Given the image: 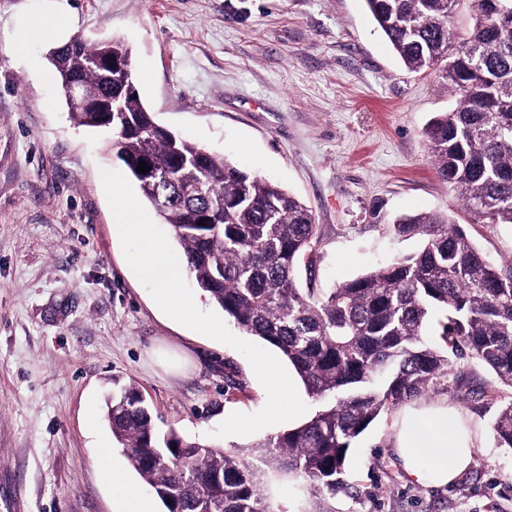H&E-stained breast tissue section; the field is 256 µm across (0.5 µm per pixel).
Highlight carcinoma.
<instances>
[{
  "label": "carcinoma",
  "mask_w": 512,
  "mask_h": 512,
  "mask_svg": "<svg viewBox=\"0 0 512 512\" xmlns=\"http://www.w3.org/2000/svg\"><path fill=\"white\" fill-rule=\"evenodd\" d=\"M365 2L403 64L439 72L457 96L424 131L437 177L476 222L512 225V10H502L503 0ZM462 3L473 25L461 34L454 18ZM107 55L132 66L117 39L75 37L49 50L61 88L79 84V95L64 94L73 119L104 128L100 113L81 106L85 98L122 106L109 151L170 225L197 288L244 333L277 348L319 405L300 426L226 450L160 433L134 385L113 387L105 400L113 442L165 512H268L263 487L272 477L315 492L344 489L353 441L430 391L451 354L476 360L512 389L511 263L488 260L448 216L417 213L393 224L398 235L419 238L416 251L323 292L299 288L297 268L314 262L312 211L159 125L141 98L122 92L117 72L98 65ZM142 160L160 175L137 172ZM436 314L444 349L427 341ZM493 431L498 447L512 449V401Z\"/></svg>",
  "instance_id": "1"
}]
</instances>
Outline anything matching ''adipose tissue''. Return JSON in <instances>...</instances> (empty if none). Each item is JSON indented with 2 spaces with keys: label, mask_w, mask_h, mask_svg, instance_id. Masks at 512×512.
<instances>
[{
  "label": "adipose tissue",
  "mask_w": 512,
  "mask_h": 512,
  "mask_svg": "<svg viewBox=\"0 0 512 512\" xmlns=\"http://www.w3.org/2000/svg\"><path fill=\"white\" fill-rule=\"evenodd\" d=\"M392 451L407 476L437 488L453 485L474 462V450L457 410L444 405L405 410Z\"/></svg>",
  "instance_id": "ef3b65f1"
}]
</instances>
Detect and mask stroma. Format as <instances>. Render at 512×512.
Listing matches in <instances>:
<instances>
[{"mask_svg":"<svg viewBox=\"0 0 512 512\" xmlns=\"http://www.w3.org/2000/svg\"><path fill=\"white\" fill-rule=\"evenodd\" d=\"M68 37L118 38L157 122L303 201L317 225L301 288L327 289L417 240L398 216L451 215L492 261L512 264V226L478 224L437 177L424 128L455 98L396 57L364 0H68ZM48 0H0V512H116L97 459L119 465L102 411L134 383L157 426L208 440L266 393L234 348L166 319L111 234L101 169L124 171L108 135L70 118L49 42L14 35ZM512 392L467 357L419 404L457 409L475 459L448 488L415 482L391 451L398 413L350 448L345 491L283 485L274 512H512V449L492 424Z\"/></svg>","mask_w":512,"mask_h":512,"instance_id":"obj_1","label":"stroma"}]
</instances>
